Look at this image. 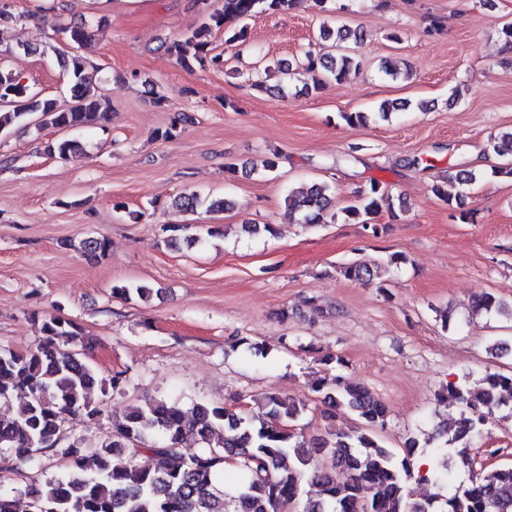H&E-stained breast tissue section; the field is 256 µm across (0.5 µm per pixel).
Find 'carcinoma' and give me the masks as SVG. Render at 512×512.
<instances>
[{
	"instance_id": "1",
	"label": "carcinoma",
	"mask_w": 512,
	"mask_h": 512,
	"mask_svg": "<svg viewBox=\"0 0 512 512\" xmlns=\"http://www.w3.org/2000/svg\"><path fill=\"white\" fill-rule=\"evenodd\" d=\"M297 2L224 0L222 10L172 40L166 50L182 65L220 68L224 59L212 53L213 31L227 32L229 42H244L249 19L260 12L290 10ZM55 28L74 50L59 58L61 69L70 77L73 105L64 109L55 99L40 96L22 83L20 74L1 64L0 131L26 127L34 114L38 115L35 127L40 129L79 130L107 122L111 102L100 90L96 75L86 70L83 57L75 54L89 37L86 24L59 22ZM319 34L333 40V53L307 54L293 64L278 62L273 72L287 78L321 72L339 81L346 79L359 66L356 47L361 32L346 25L333 30L323 24ZM398 110L399 104L383 101L375 112H346L343 119L349 125H366L388 121ZM191 120L185 113H175L161 138L177 136ZM490 147L500 157L512 155V131L495 136ZM82 150L75 139L45 145L48 155L62 160ZM475 179L471 171L450 172L432 191L458 207L463 186ZM387 199L384 185L372 181L344 212L376 236L384 227L370 223L371 216ZM285 203L307 226L335 218L329 214L330 187L325 183L288 193ZM194 228L174 224L164 231L170 233L168 241L192 247L201 242ZM80 249L97 259L106 255L109 241L90 237L80 242ZM374 273L364 263L340 269V275L356 281ZM112 293L147 300L153 289L115 285ZM474 308L509 313V306L488 292L476 296ZM31 318L41 322L39 343L24 352L0 350V401L17 400L11 415L0 416V449L24 463L34 461L38 451L53 450L66 460V472L18 495L0 491V512H18L22 499L26 512H278L281 502L305 493L309 498L304 512H434L440 496L416 499L407 486L418 440L409 438L401 456L385 447L378 431L387 423L388 407L365 385L347 384L337 373L320 379L315 388L324 394L325 417H332L335 409H346L356 416L357 424L346 429L329 424L307 443L298 439L294 428L306 406L278 394L266 395L256 412L210 403H197L186 411L175 401L153 400L112 421V435L104 441L81 436L67 441L61 438L66 420L81 415L90 423L98 421L104 410L92 398L93 391L106 395L117 390L124 372L102 376L96 371L86 359L93 339L77 323L36 313ZM481 383L476 392L449 385L440 393L441 399L464 407L448 442L465 467L472 465L471 451L483 435L488 414L495 408H512V370L487 373ZM228 456L237 461V471L233 489L226 492L218 482L226 479L224 458ZM429 457L420 479L435 484L447 481L448 459L437 451ZM445 506V512H512V465L477 473L469 484L445 497Z\"/></svg>"
}]
</instances>
